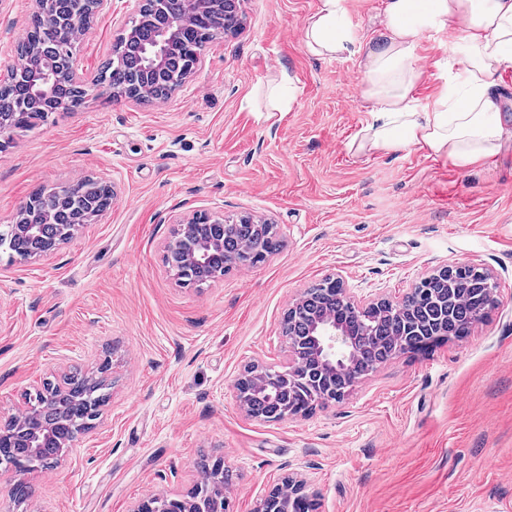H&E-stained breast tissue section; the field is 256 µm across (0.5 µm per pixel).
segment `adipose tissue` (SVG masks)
<instances>
[{
	"label": "adipose tissue",
	"instance_id": "adipose-tissue-1",
	"mask_svg": "<svg viewBox=\"0 0 512 512\" xmlns=\"http://www.w3.org/2000/svg\"><path fill=\"white\" fill-rule=\"evenodd\" d=\"M347 14L346 0H320L303 39L315 56L363 59L367 118L352 151L416 146L461 169L499 154L504 130L496 87L501 72L512 67V0H385L377 35L368 42L353 33ZM447 31L457 32L464 44L462 68L446 66L436 100L420 104L419 41Z\"/></svg>",
	"mask_w": 512,
	"mask_h": 512
}]
</instances>
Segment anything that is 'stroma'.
I'll use <instances>...</instances> for the list:
<instances>
[{
  "mask_svg": "<svg viewBox=\"0 0 512 512\" xmlns=\"http://www.w3.org/2000/svg\"><path fill=\"white\" fill-rule=\"evenodd\" d=\"M320 0H244L243 28L207 44L164 102L90 95L74 111L18 129L0 150V224L38 187L109 184L110 209L54 254H0V416L47 379L96 372L111 389L93 429L0 512H133L183 497L200 456L235 473L226 512H255L302 475L317 512H512V68L500 75L506 129L492 163L468 170L408 146L352 153L366 118L356 56L311 55L302 30ZM36 0H0V79ZM136 12L111 0L78 43L92 79ZM428 105L461 43L424 35ZM289 76L296 101L267 111V82ZM250 215L283 248L200 288L164 262L176 218ZM478 264L498 302L468 336L403 354L341 402L272 423L248 417L235 383L246 365L285 366L290 303L342 277L354 295L401 296L444 266Z\"/></svg>",
  "mask_w": 512,
  "mask_h": 512,
  "instance_id": "obj_1",
  "label": "stroma"
}]
</instances>
